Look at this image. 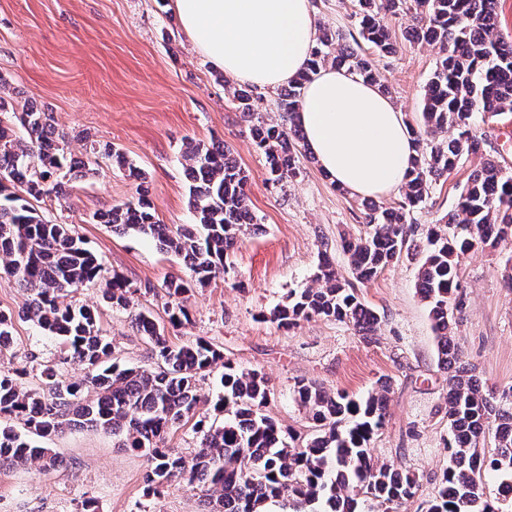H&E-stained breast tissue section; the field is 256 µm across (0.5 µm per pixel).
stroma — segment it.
Segmentation results:
<instances>
[{
    "label": "stroma",
    "mask_w": 512,
    "mask_h": 512,
    "mask_svg": "<svg viewBox=\"0 0 512 512\" xmlns=\"http://www.w3.org/2000/svg\"><path fill=\"white\" fill-rule=\"evenodd\" d=\"M410 22L407 14L392 19L399 50L379 58L377 67L415 125L437 54L403 39ZM0 78L71 134L73 156L84 157L77 135L86 131L137 165L164 224L194 221L183 171L185 141L220 139L232 148L249 177V208L263 231L243 237L226 279L190 293L189 321L170 330L171 341L201 337L235 366L263 369L272 388L268 414L301 437L312 422L294 399L295 382L364 395L388 379V415L372 454L418 480L417 493L398 512H425L448 461V374L438 364L428 311L415 288L418 257L402 256L359 287L382 318L378 342L366 343L351 326L323 318L289 330L266 318L290 290L310 286L321 255H330L337 271L349 275L342 241L368 231L361 197L336 190L309 158L302 159L297 177L270 186L265 158L224 90V72L196 51L168 0H0ZM479 162L474 155L463 157L448 180L434 185L427 205L411 213V223L423 230L453 210ZM136 196L135 182L103 158L98 174L72 181L64 200L47 199L37 208L48 220L74 225L109 271L139 288V307L160 317L167 301L162 283L184 276L182 261L148 238L113 234L101 220ZM462 272L466 307L455 336L464 365L487 387H511L512 243L471 251ZM74 297L98 308L115 362L152 367L150 346L132 327L134 310L104 307L98 284L78 289ZM25 301L16 282L0 276V310L15 316L14 344L0 351V367L32 354L40 364L59 365L63 379L81 378V365L60 364L57 339L22 319ZM50 446L63 468L40 473L0 467V512H77L86 499L93 512H201L197 492L178 482L159 496H144L146 458L119 447L112 435L73 429L53 437Z\"/></svg>",
    "instance_id": "stroma-1"
}]
</instances>
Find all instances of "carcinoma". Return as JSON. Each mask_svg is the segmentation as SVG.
<instances>
[{"instance_id":"1","label":"carcinoma","mask_w":512,"mask_h":512,"mask_svg":"<svg viewBox=\"0 0 512 512\" xmlns=\"http://www.w3.org/2000/svg\"><path fill=\"white\" fill-rule=\"evenodd\" d=\"M357 32L373 50L347 43L340 29L323 28L309 59L276 101L280 121L253 112V89L224 84L238 103L252 141L265 157L270 182L278 186L299 173L303 137L298 112L304 85L327 66L344 67L382 84L372 55L396 53L386 19L413 15L410 42L438 48L433 74L424 87L420 123L411 127L416 156L397 207L366 205L371 233L346 240L354 279L375 280L404 253L421 256L416 288L432 321L438 364L448 376V464L437 495L426 512H498L486 494L488 473L512 486V388L495 395L460 368L461 351L453 336L455 315L465 303L461 258L479 247L512 241V175L489 154L491 141L474 133V120L512 115V40L496 30L497 0H357ZM0 78V274L29 293L23 317L63 346L62 362L87 369L80 381L67 382L56 367L40 370V383L23 385L25 366L0 369V464L49 471L63 460L47 445L72 427L110 432L122 446L146 457L144 494L157 495L175 480L201 493L205 512H396L416 494L414 474L380 462L370 445L385 425L390 384L362 398L328 392L298 381L293 393L314 423L305 444L264 413L271 396L260 369H240L224 353L197 338L173 343L168 328L189 319L184 295L195 286L221 279L242 238L255 228L247 203L248 177L224 142H189L183 152L189 176V204L196 223L159 222L144 192L136 201L112 207L105 223L120 235L152 239L159 250L182 259L187 277L162 284L169 298L164 325L148 311L133 325L151 346L155 367L121 366L112 360V342L101 335L96 311L65 302L75 289L97 282L106 272L102 259L84 246L69 224L43 217L33 202L58 201L69 181L95 173L89 162L67 151L68 136L51 115L27 101L4 97ZM451 132L446 139L440 134ZM89 154L104 156L127 176L142 172L109 145L90 142ZM483 155L468 177L443 225L417 235L410 212L426 205L433 182L448 178L464 155ZM316 288L289 291L270 320L291 329L312 317L348 324L367 342L377 341L381 317L368 307L353 284L339 275L327 254L313 274ZM140 289L114 273L106 279L103 300L128 309ZM12 313L0 310V349L11 343ZM223 362L224 389L214 410L215 425L199 413L197 382ZM22 421L19 433L8 421ZM192 424L198 448L186 456L168 446L170 433Z\"/></svg>"}]
</instances>
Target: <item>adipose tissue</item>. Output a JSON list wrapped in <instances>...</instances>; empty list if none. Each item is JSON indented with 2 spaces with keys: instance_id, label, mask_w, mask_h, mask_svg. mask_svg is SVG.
Segmentation results:
<instances>
[{
  "instance_id": "adipose-tissue-1",
  "label": "adipose tissue",
  "mask_w": 512,
  "mask_h": 512,
  "mask_svg": "<svg viewBox=\"0 0 512 512\" xmlns=\"http://www.w3.org/2000/svg\"><path fill=\"white\" fill-rule=\"evenodd\" d=\"M197 51L242 84L273 89L305 66L316 36L310 0H172ZM304 145L331 182L376 199L399 189L415 155L402 112L376 85L322 69L302 92Z\"/></svg>"
}]
</instances>
